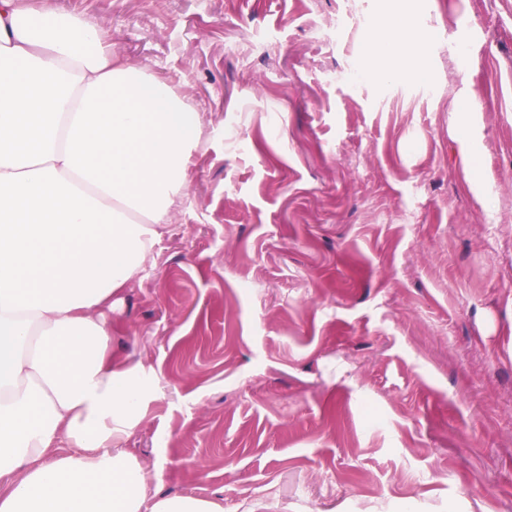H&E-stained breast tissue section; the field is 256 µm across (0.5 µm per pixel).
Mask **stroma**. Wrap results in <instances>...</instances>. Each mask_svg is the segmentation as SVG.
Segmentation results:
<instances>
[{
    "label": "stroma",
    "mask_w": 512,
    "mask_h": 512,
    "mask_svg": "<svg viewBox=\"0 0 512 512\" xmlns=\"http://www.w3.org/2000/svg\"><path fill=\"white\" fill-rule=\"evenodd\" d=\"M40 4L203 119L109 313L161 389L123 443L152 486L224 512H512V0ZM399 12L423 67L371 53Z\"/></svg>",
    "instance_id": "stroma-1"
}]
</instances>
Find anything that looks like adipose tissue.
Returning <instances> with one entry per match:
<instances>
[{"mask_svg": "<svg viewBox=\"0 0 512 512\" xmlns=\"http://www.w3.org/2000/svg\"><path fill=\"white\" fill-rule=\"evenodd\" d=\"M201 133L100 28L0 0V512H224L150 490L122 448L158 380L110 356L98 313L150 259Z\"/></svg>", "mask_w": 512, "mask_h": 512, "instance_id": "obj_1", "label": "adipose tissue"}]
</instances>
